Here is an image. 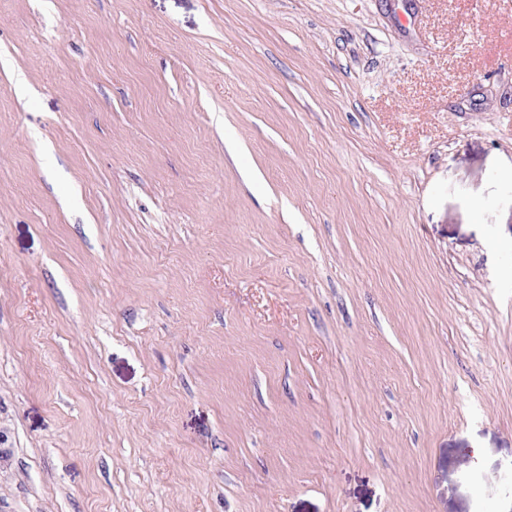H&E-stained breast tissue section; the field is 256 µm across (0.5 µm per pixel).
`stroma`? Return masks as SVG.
I'll return each instance as SVG.
<instances>
[{"label": "stroma", "instance_id": "obj_1", "mask_svg": "<svg viewBox=\"0 0 512 512\" xmlns=\"http://www.w3.org/2000/svg\"><path fill=\"white\" fill-rule=\"evenodd\" d=\"M0 512H512V0H0Z\"/></svg>", "mask_w": 512, "mask_h": 512}]
</instances>
